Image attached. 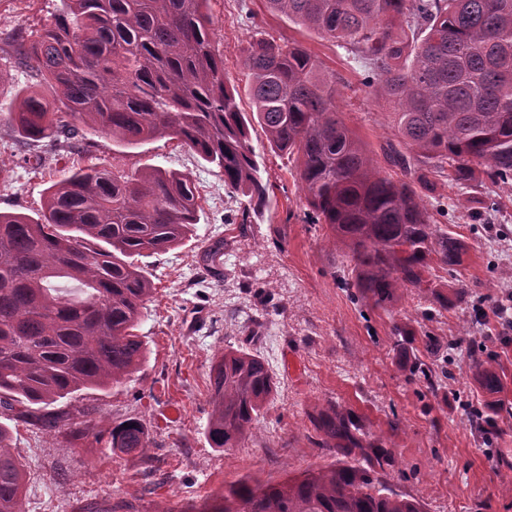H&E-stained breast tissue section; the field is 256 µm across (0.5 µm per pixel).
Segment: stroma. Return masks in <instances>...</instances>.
I'll use <instances>...</instances> for the list:
<instances>
[{"label":"stroma","mask_w":512,"mask_h":512,"mask_svg":"<svg viewBox=\"0 0 512 512\" xmlns=\"http://www.w3.org/2000/svg\"><path fill=\"white\" fill-rule=\"evenodd\" d=\"M60 0H0V33L32 35L54 21ZM212 39L224 76L252 109L245 50L260 36L294 40L335 73L337 109L381 169L402 142L391 107L363 84L365 67L348 49L270 14L265 0H211ZM26 72L0 54V211L37 216L50 181L75 165H147L189 174L200 205L191 237L138 264L154 287L138 328L146 362L107 391H91L80 406L102 418L99 436L75 440L68 427L45 433L18 426L12 451L24 463L22 512H200L205 502L243 478L263 484L327 466L335 449L320 445L318 411L349 409L366 440L388 453L375 476L396 493L419 498L424 512H512V325L476 306L504 300L494 281L512 282V189L485 183L471 190L435 180V223L464 239L456 271L434 267L431 288L398 291L382 305L350 278L347 250L324 224L307 221L306 194L293 161L270 151L260 126L251 130L269 202L241 223L245 196L225 191L215 168L178 141L159 137L117 152L112 139L84 130L80 152L61 140L29 147L10 123L8 108L28 85ZM466 285L465 304L440 307L434 294ZM414 333L397 340L394 325ZM467 328L459 338V328ZM228 347L259 356L275 388L251 433L238 447L211 448L206 427L209 371ZM490 355L502 386L484 391L468 370L470 353ZM431 381L414 375L416 362ZM498 409L497 429L484 437L471 413ZM141 418L152 465L110 445L109 431Z\"/></svg>","instance_id":"stroma-1"}]
</instances>
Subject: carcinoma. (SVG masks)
Segmentation results:
<instances>
[{"label":"carcinoma","mask_w":512,"mask_h":512,"mask_svg":"<svg viewBox=\"0 0 512 512\" xmlns=\"http://www.w3.org/2000/svg\"><path fill=\"white\" fill-rule=\"evenodd\" d=\"M210 0H61L54 25L28 38L0 37V52L30 84L10 109L22 138L39 143L78 125L134 149L169 137L218 169L224 188L261 210L268 186L250 128L270 149L299 161L316 224L349 249L352 286L382 305L421 288L432 262L452 270L467 245L432 222L428 173L475 187L512 188V0H267V8L349 48L367 68L363 85L392 107L408 153L387 159L414 180L383 175L336 110V77L296 41L253 40L245 51L253 110L224 81L211 38ZM51 88L49 100L42 92ZM186 174L150 165L127 172L72 169L45 189L39 218L0 212V512H21L26 471L8 422L50 432L68 421L77 438L96 434L86 408L56 407L84 390L105 391L143 364L137 328L153 293L135 257L166 253L198 224ZM77 282L70 290L61 280ZM489 392L495 360L471 357ZM207 438L220 451L252 429L274 389L264 361L226 350L209 372ZM335 463L275 484L240 480L201 512H423L421 501L370 475L363 433L339 406L320 412ZM112 447L146 463L141 421L110 431Z\"/></svg>","instance_id":"carcinoma-1"}]
</instances>
